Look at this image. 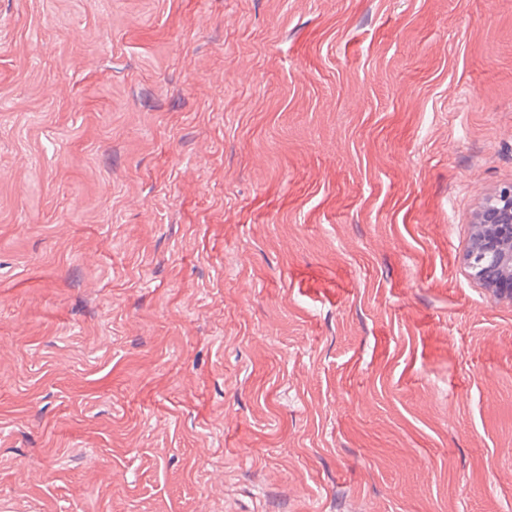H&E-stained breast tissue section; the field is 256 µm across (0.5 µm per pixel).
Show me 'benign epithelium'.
<instances>
[{
	"label": "benign epithelium",
	"instance_id": "benign-epithelium-1",
	"mask_svg": "<svg viewBox=\"0 0 512 512\" xmlns=\"http://www.w3.org/2000/svg\"><path fill=\"white\" fill-rule=\"evenodd\" d=\"M476 232L465 254L473 269L487 260L504 279L512 280V183L499 188L482 203L477 214Z\"/></svg>",
	"mask_w": 512,
	"mask_h": 512
}]
</instances>
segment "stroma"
Instances as JSON below:
<instances>
[{"label":"stroma","mask_w":512,"mask_h":512,"mask_svg":"<svg viewBox=\"0 0 512 512\" xmlns=\"http://www.w3.org/2000/svg\"><path fill=\"white\" fill-rule=\"evenodd\" d=\"M512 0H0V512H512ZM508 223V228L503 225ZM512 183L499 188L482 203L477 214L472 243L465 263L473 268L484 260L504 273L502 280H512Z\"/></svg>","instance_id":"35a3bbf8"}]
</instances>
